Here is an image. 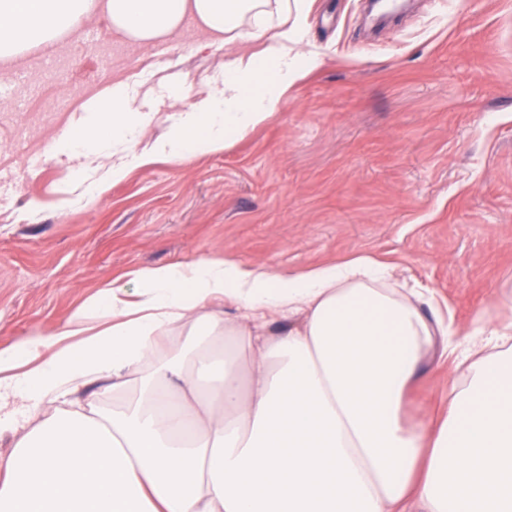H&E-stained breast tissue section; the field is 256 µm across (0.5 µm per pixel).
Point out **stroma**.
I'll return each mask as SVG.
<instances>
[{"instance_id": "obj_1", "label": "stroma", "mask_w": 512, "mask_h": 512, "mask_svg": "<svg viewBox=\"0 0 512 512\" xmlns=\"http://www.w3.org/2000/svg\"><path fill=\"white\" fill-rule=\"evenodd\" d=\"M310 23L324 56L270 122L115 184L62 131L121 78L157 137L172 89L220 96L228 45L141 49L99 14L0 75V351L78 313L100 320L95 297L136 291L133 271L208 257L296 274L368 255L421 289L425 317L449 308L464 334L512 319V0H414L380 29L365 0H312ZM99 182L96 204L77 205ZM447 387L424 369L411 422L438 415Z\"/></svg>"}]
</instances>
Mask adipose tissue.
<instances>
[{
	"label": "adipose tissue",
	"instance_id": "adipose-tissue-1",
	"mask_svg": "<svg viewBox=\"0 0 512 512\" xmlns=\"http://www.w3.org/2000/svg\"><path fill=\"white\" fill-rule=\"evenodd\" d=\"M97 13L141 48L189 31L249 46L224 64L223 99L171 91L179 120L131 158L115 149L150 118L126 82L96 100L68 144L115 183L159 156L224 150L272 120L319 62L306 48L310 0H0V70ZM136 277L138 300L102 290L111 324L73 318L0 351V435L15 437L0 454V512H512V320L459 337L367 256L299 274L202 258ZM224 301L244 321L210 313ZM265 313L287 329L269 333ZM176 320L190 324L191 349L153 362ZM225 337L231 353L213 350ZM428 360L449 368L434 427L407 415ZM97 380L138 398L109 415L85 408L78 392Z\"/></svg>",
	"mask_w": 512,
	"mask_h": 512
}]
</instances>
